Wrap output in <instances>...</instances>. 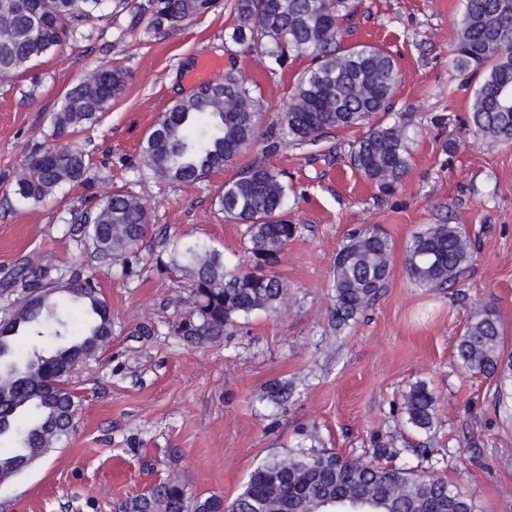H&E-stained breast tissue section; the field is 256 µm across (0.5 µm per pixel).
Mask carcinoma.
I'll list each match as a JSON object with an SVG mask.
<instances>
[{"label":"carcinoma","mask_w":512,"mask_h":512,"mask_svg":"<svg viewBox=\"0 0 512 512\" xmlns=\"http://www.w3.org/2000/svg\"><path fill=\"white\" fill-rule=\"evenodd\" d=\"M110 0H0V77L28 70L56 51L81 26L102 17ZM508 0H466L456 32L458 62L483 70L470 105L478 136L512 144V102L499 103V90L512 86V6ZM212 0H157L150 28L160 30L206 12ZM238 43L264 48L279 62L308 53L312 65L298 79L294 102L277 119L285 141L312 143L391 108L400 81L393 57L371 45L347 49L337 42L351 16L350 0H235ZM126 72L99 65L64 96L52 113L51 136L68 138L94 124L126 87ZM259 113L248 85L230 75L194 95L177 99L153 125L142 148L143 164L173 184L192 183L224 168L257 139ZM350 164L383 192L391 191L409 165L405 122L379 123L352 144ZM90 161L68 144L30 156L16 177L14 194L26 203L53 196L64 184L89 186ZM288 184L256 163L224 182L219 204L230 221L245 225L249 264L229 267L223 254L188 242L165 267L186 274L192 307L174 332L192 345H216L257 311L287 309L288 286L272 267L295 239L297 225L282 218ZM95 253L125 265L138 261L147 236L146 208L139 197L114 193L82 220ZM392 243L375 226L353 232L336 255L330 285L336 331L371 306L390 278ZM473 260V246L459 224H433L412 237L405 264L410 282L426 291L458 281ZM21 284L23 295L0 318V439L14 448L0 453V483L26 471L74 428L81 399L69 385L70 368L90 359L112 337V313L97 279L79 270L63 283L23 265L3 287ZM28 341L31 352L18 357ZM456 357L469 372L495 375L504 356L500 323L489 307L474 309L458 337ZM437 397L425 385L404 396L407 421L419 431L434 425ZM385 448L368 461L348 459L301 444L274 454L248 475L242 491L190 498L176 478L156 485L124 506V512H476L475 503L448 482L407 464L381 461Z\"/></svg>","instance_id":"1"}]
</instances>
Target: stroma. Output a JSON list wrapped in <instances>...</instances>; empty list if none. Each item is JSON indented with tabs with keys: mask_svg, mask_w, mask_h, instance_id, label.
<instances>
[{
	"mask_svg": "<svg viewBox=\"0 0 512 512\" xmlns=\"http://www.w3.org/2000/svg\"><path fill=\"white\" fill-rule=\"evenodd\" d=\"M146 2L111 0L110 16L30 71L0 80V283L23 263L53 282L81 267L96 274L112 312L110 343L71 374L81 398L74 433L0 483V512H119L171 476L190 496L230 499L264 458L308 441L350 459L393 449L394 463L447 476L477 512H512V381L465 371L455 353L472 310L483 305L496 312L512 354V146L481 140L470 120L481 77L457 65L464 0L351 2L340 47L379 46L401 73L391 110L373 117L409 120V168L390 193L349 162L367 125L315 144L276 142L273 124L309 61L292 56L279 65L235 42L234 0H213L206 13L161 34L148 29ZM203 57L223 63L213 81H249L262 135L224 169L172 185L142 166L140 150L171 102L193 93L187 74ZM102 62L126 70V88L99 123L71 140L90 157L91 192L123 191L147 206L149 233L130 273L83 237L88 191L67 184L39 204L12 192L27 157L48 144L50 115L65 92ZM255 162L280 171L292 191L286 216L299 234L275 268L290 308L253 313L222 344H184L173 329L191 309L190 282L163 263L189 241L232 263L243 256V227L225 219L218 195ZM442 222L467 229L474 260L455 285L429 292L410 282L405 246ZM373 225L393 245L388 286L335 332L336 253L351 231ZM420 381L438 398L427 432L403 411L404 394ZM273 382L293 388L275 406L263 399Z\"/></svg>",
	"mask_w": 512,
	"mask_h": 512,
	"instance_id": "1",
	"label": "stroma"
}]
</instances>
